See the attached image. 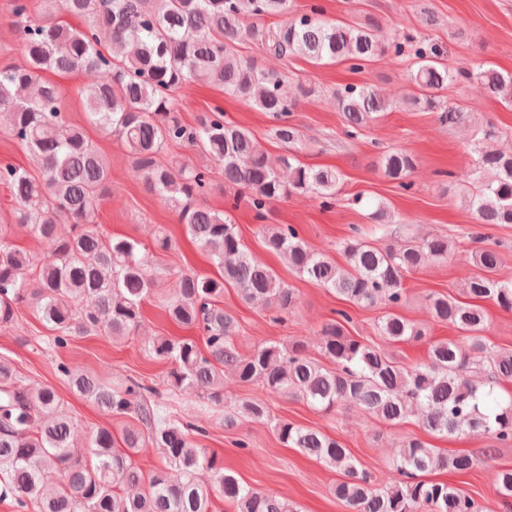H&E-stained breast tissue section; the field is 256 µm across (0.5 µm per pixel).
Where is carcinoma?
<instances>
[{
    "instance_id": "carcinoma-1",
    "label": "carcinoma",
    "mask_w": 512,
    "mask_h": 512,
    "mask_svg": "<svg viewBox=\"0 0 512 512\" xmlns=\"http://www.w3.org/2000/svg\"><path fill=\"white\" fill-rule=\"evenodd\" d=\"M35 6L42 19L24 29V63L0 69V117L6 119L10 136L38 159L41 171L36 177L7 165L0 168V182L15 203L14 222L50 242L52 250L36 260L12 244L6 226L0 227L1 326L11 323L15 309L30 301L52 327L49 344L57 348L91 330L119 339L142 325V303L155 287L154 255L135 239L109 238L99 230L96 217L108 196V165L85 129L64 118L59 89L43 76L105 71L109 79L85 93L89 123L120 141L145 182L176 209L187 233L223 273L219 278L182 274L179 295L166 305L174 322L202 333L206 351L190 338L157 336L145 344L152 358L172 365L167 380L171 390L191 388L205 404L222 407L227 368L243 382H259L272 393L322 411L354 405L395 425L415 409L432 433H482L512 444V391H497L502 383L512 382V352L485 336L486 318L475 304L489 299L512 311V282L497 279L496 250L475 251L473 260L482 273L463 282L464 298L430 297L433 316L455 327L462 340L431 344L423 365L404 368L350 336V317L343 310L335 311L336 318L321 329L323 353L333 369L307 357L299 341L243 355L233 342L235 322L219 305L224 284L235 286L247 302L262 301L285 313L296 304V295L247 253L226 213L199 203L211 186L208 169L159 161L170 143L199 148L224 168V185L247 191L259 219L272 201L291 194L313 193L328 207L342 179L339 170L285 157L289 177L284 181L258 140L227 123L223 110H213L195 126L185 125L174 93L193 82L208 83L280 119L295 109L296 101L283 93L280 80L238 55L242 38L276 57L302 56L314 64L344 61L353 69L385 53L401 57L402 44L381 42L373 25L329 22L318 3L275 27L265 23L288 14L290 0H13L12 13L23 17ZM59 11L84 17L87 27L74 31L59 24ZM459 78L476 79L512 102V74L482 64L452 70L432 49L416 53L410 72L416 92L406 103L438 112L443 125L461 124L466 110L444 104L441 96ZM337 103L348 137L393 108L365 86L346 87ZM380 164L386 177L410 188L405 179L414 168L411 155L390 151ZM477 165L478 173L491 175L469 199L478 223L512 224V153L480 149ZM63 222L71 224L67 236L59 234ZM265 242L316 285L357 305L388 307L378 332L394 342L424 335L394 312L406 298V274L427 261L445 262L452 251L442 237L387 249L355 237L344 247L342 267L327 253L310 250L288 224L267 229ZM481 365L492 372L485 382L469 374ZM55 371L104 412L135 414L146 431L125 429L119 448L112 430L102 426L87 447L77 448L72 440L75 423L57 392L32 387L1 358L0 496H13L21 512H213L216 491L236 512H293L287 502L224 473L216 454L192 440L205 429L176 419L153 387L133 380L114 389L65 362L57 363ZM242 414L268 418L263 403L246 401L224 413V428L234 427ZM275 429L284 443L344 473L334 495L351 512H475V502L465 491L425 478L441 469L468 472L474 465L468 455L448 456L411 440L395 463L399 479L378 488L371 473L357 468L337 439L290 422L277 423ZM150 447L162 449L167 466L146 474L132 454ZM204 468L213 473L211 486L196 479ZM496 495L505 504L512 499V468L498 473Z\"/></svg>"
}]
</instances>
